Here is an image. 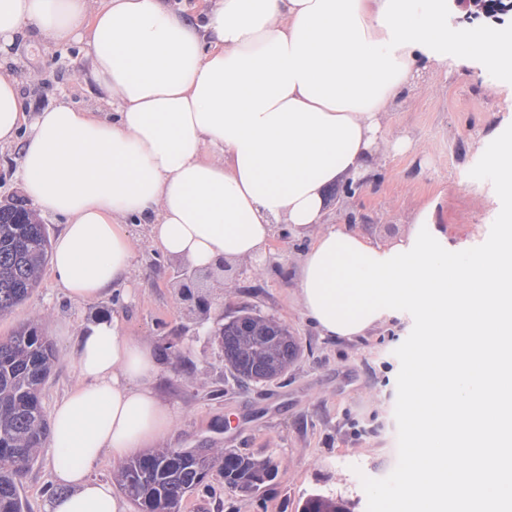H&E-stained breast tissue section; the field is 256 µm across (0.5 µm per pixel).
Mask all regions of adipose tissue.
<instances>
[{
    "label": "adipose tissue",
    "instance_id": "adipose-tissue-1",
    "mask_svg": "<svg viewBox=\"0 0 512 512\" xmlns=\"http://www.w3.org/2000/svg\"><path fill=\"white\" fill-rule=\"evenodd\" d=\"M31 33L86 43L88 77L113 107L30 114L18 79L0 74V148L15 149L38 212L64 220L52 269L70 299L127 282V224L212 270L260 256L288 225L312 239L298 286L322 335H365L402 305L423 318L406 369L409 491L388 512H512V129L485 158L508 202L491 251L460 262L435 248L428 213L385 248L326 221L334 187L379 149L407 150L382 114L422 71L476 60L512 91V39L449 32L448 0H213L194 18L164 0H0V52ZM74 354L46 512H126L92 470L171 431L156 356L109 317L81 329Z\"/></svg>",
    "mask_w": 512,
    "mask_h": 512
}]
</instances>
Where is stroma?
<instances>
[{
	"instance_id": "35a3bbf8",
	"label": "stroma",
	"mask_w": 512,
	"mask_h": 512,
	"mask_svg": "<svg viewBox=\"0 0 512 512\" xmlns=\"http://www.w3.org/2000/svg\"><path fill=\"white\" fill-rule=\"evenodd\" d=\"M87 53L78 41L56 45L32 35L0 54V72L19 78L27 111L63 100L110 111L88 82ZM383 124L389 137L409 139L411 149L399 156L379 151L368 170L371 182L354 198L330 202L329 223H343L348 212L367 215L368 223L350 225V232L386 246L408 237L416 216L430 211L448 244L467 252L494 249L504 227L490 197L495 175L483 159L492 134L512 125V96L492 86L479 63H452L424 73L384 113ZM127 230L135 250L125 285L76 302L48 268L32 296L0 316V339L39 317L56 347L57 363L41 392L46 412L77 380L70 336L107 315L124 335L156 351L155 388L174 415L160 447L228 448L277 463L273 483L251 496L228 491L223 475L211 472L207 488L187 497L180 512H298L314 490L348 501L352 512H384L388 501L403 496L405 370L422 331L416 308L402 307L384 326L352 340L321 335L298 298L308 242L278 232L262 261L228 262L204 280L225 313L244 309L274 317L299 339L300 355L284 380L244 387L225 369L215 344L181 334L192 320L170 276V259L153 245L146 225ZM171 337L184 360L166 350ZM55 465L46 446L22 474L20 493L29 512H44L56 492Z\"/></svg>"
}]
</instances>
